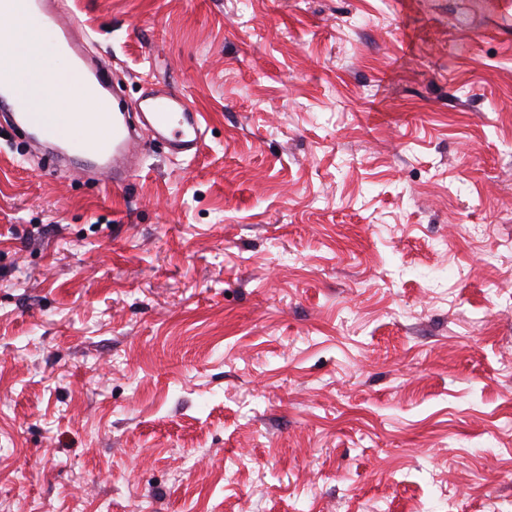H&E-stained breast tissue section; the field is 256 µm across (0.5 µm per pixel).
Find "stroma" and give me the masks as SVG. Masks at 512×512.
Instances as JSON below:
<instances>
[{"label":"stroma","instance_id":"obj_1","mask_svg":"<svg viewBox=\"0 0 512 512\" xmlns=\"http://www.w3.org/2000/svg\"><path fill=\"white\" fill-rule=\"evenodd\" d=\"M68 9L206 136H0V512H512V0Z\"/></svg>","mask_w":512,"mask_h":512}]
</instances>
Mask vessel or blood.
Segmentation results:
<instances>
[{
	"mask_svg": "<svg viewBox=\"0 0 512 512\" xmlns=\"http://www.w3.org/2000/svg\"><path fill=\"white\" fill-rule=\"evenodd\" d=\"M0 11L32 22L51 40L65 65V76L45 69L40 55L0 53V119L26 131L52 148L54 168L70 171L69 161H85L84 175L107 180L113 189L128 186L142 166L136 152V126L168 144L172 155L196 157L205 128L200 113L191 111L185 94L159 86L144 94L134 108L121 105L116 89L105 79L103 66L90 55L85 34L67 21L64 0H0ZM30 69L44 70L45 84L59 95L91 104L88 112L56 113L36 107L37 90L21 79Z\"/></svg>",
	"mask_w": 512,
	"mask_h": 512,
	"instance_id": "vessel-or-blood-1",
	"label": "vessel or blood"
}]
</instances>
